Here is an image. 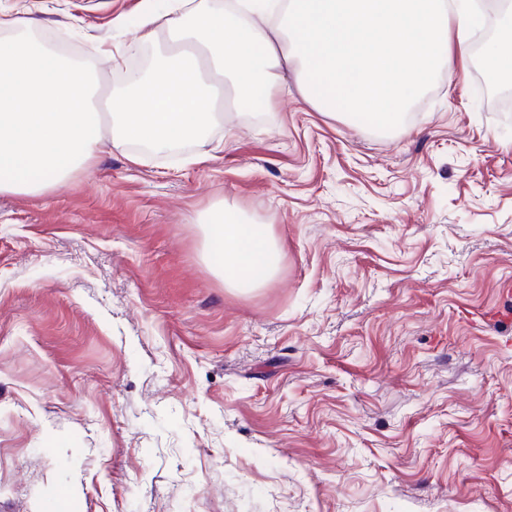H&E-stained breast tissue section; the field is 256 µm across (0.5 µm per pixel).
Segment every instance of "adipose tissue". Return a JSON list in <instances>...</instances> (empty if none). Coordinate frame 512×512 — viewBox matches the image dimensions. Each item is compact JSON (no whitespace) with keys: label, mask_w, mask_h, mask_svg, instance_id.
<instances>
[{"label":"adipose tissue","mask_w":512,"mask_h":512,"mask_svg":"<svg viewBox=\"0 0 512 512\" xmlns=\"http://www.w3.org/2000/svg\"><path fill=\"white\" fill-rule=\"evenodd\" d=\"M479 11L478 0H210L190 23L151 10L128 49L164 30L181 44L178 62L124 73L105 113L92 105V67L49 46L29 11L0 12V193L62 185L127 143L164 154L205 138L224 119L206 69L231 75L240 105L272 98L295 70L312 106L339 92L345 111L389 126L435 72H452L467 56ZM202 226L206 256L225 287L246 292L274 279L280 249L267 225L243 222L223 203Z\"/></svg>","instance_id":"1"}]
</instances>
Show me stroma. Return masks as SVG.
<instances>
[{
  "instance_id": "1",
  "label": "stroma",
  "mask_w": 512,
  "mask_h": 512,
  "mask_svg": "<svg viewBox=\"0 0 512 512\" xmlns=\"http://www.w3.org/2000/svg\"><path fill=\"white\" fill-rule=\"evenodd\" d=\"M76 58L147 0H0ZM435 75L392 128L290 73L175 155L0 194V512H512V92ZM269 225L248 293L200 258ZM206 257L225 288H260L276 276L280 249L266 224L243 222L233 206L212 207L203 217Z\"/></svg>"
}]
</instances>
